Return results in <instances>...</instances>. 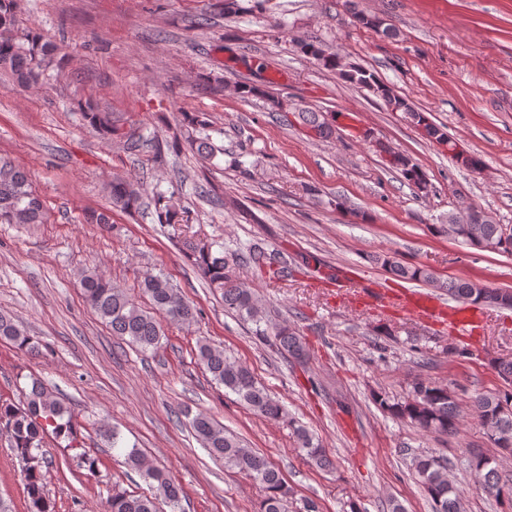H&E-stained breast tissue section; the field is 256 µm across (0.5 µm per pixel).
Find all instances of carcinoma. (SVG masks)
<instances>
[{
	"label": "carcinoma",
	"mask_w": 512,
	"mask_h": 512,
	"mask_svg": "<svg viewBox=\"0 0 512 512\" xmlns=\"http://www.w3.org/2000/svg\"><path fill=\"white\" fill-rule=\"evenodd\" d=\"M294 44L302 54L327 68H336L337 54L326 52L316 41L298 37ZM54 51L50 43H43L40 38L20 30L16 0H0L1 74H6L19 87L36 84L41 64ZM344 80L360 88L374 85L379 94L389 95L388 89L378 84L374 76L364 69H353ZM83 111L92 128L110 135L117 134L109 113L100 111L90 102L86 103ZM297 120L311 138H328L333 133L332 124L317 112L301 110L297 112ZM388 166L398 170L410 185L419 186L426 182L425 174L407 155L395 156ZM110 193L112 204L125 212H136L141 207L139 184L130 177L114 176ZM155 208L160 223H178V212L164 195L156 196ZM45 220L44 205L33 189L30 175L9 161H1L0 223L43 224ZM434 231L466 245L512 254V234L504 235L501 224H485L477 219L468 224H457L450 219L434 226ZM182 248L209 287L221 294L225 311L241 322L255 326L254 335L269 342L276 352L287 354L299 364L308 361L310 350L299 329L286 320L270 322L256 290L236 278L224 252L216 253L213 244L194 238L185 239ZM376 261L391 276L435 285L458 302L481 309H512V293L509 291L498 290L493 296L489 289L474 282L440 281L427 267L403 263L388 255L380 256ZM248 262L260 269L267 267L274 275L279 274V270L274 268L275 256L260 249L249 251ZM80 288L112 335L143 352L154 350L161 344L165 336L162 320L189 325L198 317L196 307L184 300L162 274L149 275L141 283V291L151 305L149 310L97 270L83 272ZM0 340L10 341L31 355L41 353L40 343L29 336L14 317L4 312H0ZM196 357L204 371L210 374L211 381L236 394L255 414L287 425L301 455L320 469L333 467V461L321 441L288 415L279 400L257 382L245 363L203 339L197 343ZM492 368L504 383V389L497 393L472 394L471 406L487 443L493 448L511 452L512 360L498 359L492 363ZM375 404L382 412L427 435L451 436L460 432L455 391L426 379L412 380L404 399L378 393ZM190 428L211 456L224 461V467L243 473L262 485L265 495L259 512H289L291 490L281 472L267 458L226 433L224 425L206 413L196 414ZM0 430L5 432L12 450L27 464L26 491L31 512H52L42 473L43 444L46 438L52 437L66 439L70 448L77 446V422L73 414L35 380L25 394L23 404L17 406L0 400ZM124 465L138 472L164 498L172 512H181L182 487L165 469L148 464L137 446L124 450ZM450 465L448 459L432 454H418L410 458V467L430 499L432 512H460V495L448 479ZM469 467L481 476V486L487 497L498 503L506 501L512 504V478L499 471L495 458L479 451L470 457ZM104 512H157V508L152 496L114 488L105 501Z\"/></svg>",
	"instance_id": "cac0c4a2"
}]
</instances>
